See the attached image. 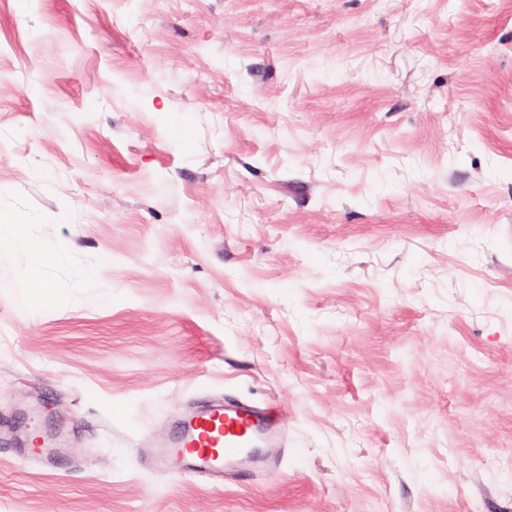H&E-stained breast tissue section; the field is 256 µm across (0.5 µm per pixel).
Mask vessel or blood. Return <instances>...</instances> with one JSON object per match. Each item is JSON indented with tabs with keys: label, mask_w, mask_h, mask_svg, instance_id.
Returning <instances> with one entry per match:
<instances>
[{
	"label": "vessel or blood",
	"mask_w": 512,
	"mask_h": 512,
	"mask_svg": "<svg viewBox=\"0 0 512 512\" xmlns=\"http://www.w3.org/2000/svg\"><path fill=\"white\" fill-rule=\"evenodd\" d=\"M282 429L258 406L217 400L181 419L150 451L147 462L161 472L207 473L227 480L243 473L277 470L274 449L286 447Z\"/></svg>",
	"instance_id": "vessel-or-blood-1"
}]
</instances>
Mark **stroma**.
Segmentation results:
<instances>
[{
  "label": "stroma",
  "instance_id": "35a3bbf8",
  "mask_svg": "<svg viewBox=\"0 0 512 512\" xmlns=\"http://www.w3.org/2000/svg\"><path fill=\"white\" fill-rule=\"evenodd\" d=\"M0 212V512H512V0H0ZM0 229L8 226L11 231L8 234L0 232V253H24L30 264L46 265L50 263L56 254V249L48 244L32 241L25 232L26 224L17 216L0 213ZM12 285L13 287H20L26 290L28 303L33 307L44 308L55 302L54 289L46 283L31 281L26 270L19 272L16 281ZM268 448H288L282 429L258 406L234 400L213 401L193 410L172 434L150 451L147 462L161 472L208 473L234 480L278 470Z\"/></svg>",
  "mask_w": 512,
  "mask_h": 512
}]
</instances>
